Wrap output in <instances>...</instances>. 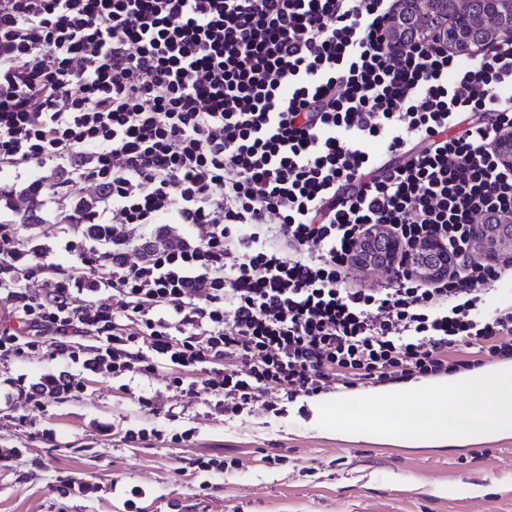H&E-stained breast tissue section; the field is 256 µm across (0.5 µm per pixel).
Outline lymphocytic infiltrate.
Listing matches in <instances>:
<instances>
[{
  "mask_svg": "<svg viewBox=\"0 0 512 512\" xmlns=\"http://www.w3.org/2000/svg\"><path fill=\"white\" fill-rule=\"evenodd\" d=\"M396 9L0 0V176L95 197L53 216L77 256L63 278L23 246L21 207L0 215V360L46 347L66 365L9 381L6 398L81 390L74 365L166 369L233 419L273 409L275 385L289 400L465 369V348L511 358L512 305H488L506 270L477 255L472 228L512 222L496 153L512 135V39L462 57L396 39ZM87 223L111 226V249L77 253L67 234ZM173 224L192 240L159 245ZM376 227L398 247L380 284L353 285ZM430 239L450 264L423 278Z\"/></svg>",
  "mask_w": 512,
  "mask_h": 512,
  "instance_id": "f902f5d3",
  "label": "lymphocytic infiltrate"
}]
</instances>
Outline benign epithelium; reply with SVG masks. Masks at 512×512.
Wrapping results in <instances>:
<instances>
[{
  "label": "benign epithelium",
  "instance_id": "1",
  "mask_svg": "<svg viewBox=\"0 0 512 512\" xmlns=\"http://www.w3.org/2000/svg\"><path fill=\"white\" fill-rule=\"evenodd\" d=\"M450 1L458 7L473 3V0H400L392 21L394 35L401 39L424 21L433 25L435 34L460 54L469 52L477 44L492 47L512 38V0H478L482 4L481 14L485 21L482 38L478 41L472 38L463 20L459 19V12L450 11ZM477 240L479 250L491 260L512 254V226L509 224H483L477 231ZM442 264L443 257L431 245L420 252L415 272L430 275Z\"/></svg>",
  "mask_w": 512,
  "mask_h": 512
}]
</instances>
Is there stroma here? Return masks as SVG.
Returning a JSON list of instances; mask_svg holds the SVG:
<instances>
[{
  "instance_id": "obj_1",
  "label": "stroma",
  "mask_w": 512,
  "mask_h": 512,
  "mask_svg": "<svg viewBox=\"0 0 512 512\" xmlns=\"http://www.w3.org/2000/svg\"><path fill=\"white\" fill-rule=\"evenodd\" d=\"M82 195L76 187L36 209L37 223L22 229L28 246L68 264L43 221ZM80 380L82 392L40 409L0 398V448L19 451L0 465V512H124L125 485L142 489L140 512H512V437L460 448L347 441L318 427L316 396L227 420L200 402L183 406L163 371ZM142 390L156 413L138 405ZM181 406L184 417L168 416ZM129 429L144 438L126 441ZM201 458L223 461V473L200 471ZM70 478L97 489L66 493Z\"/></svg>"
}]
</instances>
